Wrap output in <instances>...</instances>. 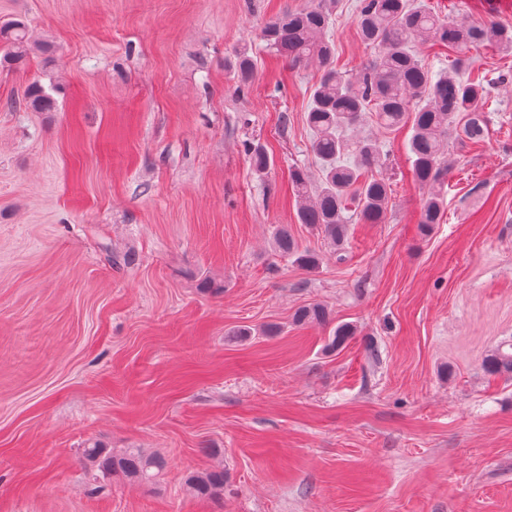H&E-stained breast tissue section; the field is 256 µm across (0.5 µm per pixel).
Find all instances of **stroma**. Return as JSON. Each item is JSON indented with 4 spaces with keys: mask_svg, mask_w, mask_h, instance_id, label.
Returning a JSON list of instances; mask_svg holds the SVG:
<instances>
[{
    "mask_svg": "<svg viewBox=\"0 0 512 512\" xmlns=\"http://www.w3.org/2000/svg\"><path fill=\"white\" fill-rule=\"evenodd\" d=\"M427 2L512 26V0ZM308 3L0 0V25L23 20L36 45L0 67V512H512V380L482 367L512 343V53L470 52L466 77L496 84L490 133L452 142L430 236L410 127L364 119L392 196L337 251L298 222L289 182L320 175L319 74L263 33ZM356 5L328 32L351 76L374 56ZM36 80L57 111L11 108ZM280 224L317 269L275 252ZM311 304L330 324L294 323ZM341 324L354 336L327 351ZM91 442L167 468L94 480ZM217 465L223 500L190 498L184 474Z\"/></svg>",
    "mask_w": 512,
    "mask_h": 512,
    "instance_id": "obj_1",
    "label": "stroma"
}]
</instances>
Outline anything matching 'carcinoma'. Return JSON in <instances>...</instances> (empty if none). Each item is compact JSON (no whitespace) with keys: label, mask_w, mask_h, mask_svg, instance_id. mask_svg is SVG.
I'll list each match as a JSON object with an SVG mask.
<instances>
[{"label":"carcinoma","mask_w":512,"mask_h":512,"mask_svg":"<svg viewBox=\"0 0 512 512\" xmlns=\"http://www.w3.org/2000/svg\"><path fill=\"white\" fill-rule=\"evenodd\" d=\"M338 4L339 0H311V5L291 10L265 27L266 41L276 53L294 64L315 62L322 70L306 115L321 177L314 182L304 168L292 171V188L299 200L298 222L320 230L339 248L346 237L344 212L348 206H354L367 224L385 221L390 183L372 174L383 165V154L376 141L351 134L363 114L373 112L387 129L412 119V173L420 185L430 189L419 218V230L427 235L441 222L443 199L438 188L448 177L450 140L461 131L469 140L479 142L488 133L483 111L487 88L458 73L469 66L465 51L488 41L512 51V27L475 22L459 13L449 18L414 0H358L357 28L361 39L374 49L375 58L363 74L346 78L332 66L334 48L328 40ZM0 40L8 47L3 60L19 63L28 54L29 37L23 22L0 27ZM429 41L455 53L447 70L433 72L418 55L416 43ZM253 70L251 56L240 52L238 81L248 83ZM11 107L54 112L56 102L42 85L33 83L24 98L12 102ZM247 155L258 174L267 172L271 162L262 147L248 146ZM273 244L275 251L295 258L304 267L319 265L318 255L301 248L286 224L275 229ZM328 319L320 305L304 306L294 313L298 324H325ZM509 348L508 352L498 347L486 356L483 366L488 374L512 377V344ZM81 458L86 467L108 480L119 476L144 485L155 484L166 469L163 457L139 448L114 453L90 443L82 449ZM184 486L194 498L218 499L224 495V469L189 472Z\"/></svg>","instance_id":"1"}]
</instances>
